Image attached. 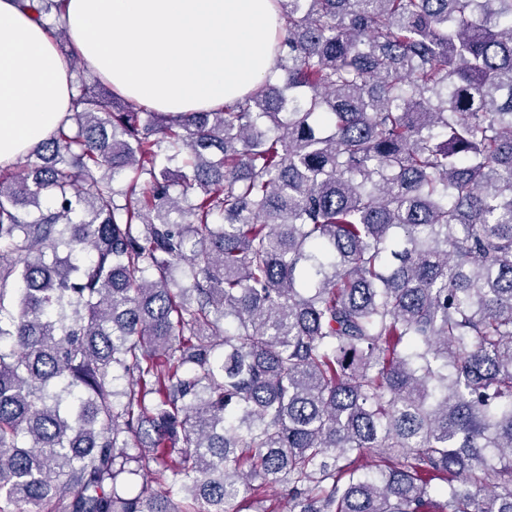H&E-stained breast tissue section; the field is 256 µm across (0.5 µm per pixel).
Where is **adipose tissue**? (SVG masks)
<instances>
[{"mask_svg": "<svg viewBox=\"0 0 512 512\" xmlns=\"http://www.w3.org/2000/svg\"><path fill=\"white\" fill-rule=\"evenodd\" d=\"M64 20L92 76L173 117L243 97L277 64L276 0H66ZM72 95L54 37L0 0V167L52 137Z\"/></svg>", "mask_w": 512, "mask_h": 512, "instance_id": "1", "label": "adipose tissue"}]
</instances>
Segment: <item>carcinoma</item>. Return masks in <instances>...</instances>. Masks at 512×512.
<instances>
[{
  "label": "carcinoma",
  "instance_id": "cac0c4a2",
  "mask_svg": "<svg viewBox=\"0 0 512 512\" xmlns=\"http://www.w3.org/2000/svg\"><path fill=\"white\" fill-rule=\"evenodd\" d=\"M278 2L255 90L80 74L0 174V512H512V0Z\"/></svg>",
  "mask_w": 512,
  "mask_h": 512
}]
</instances>
